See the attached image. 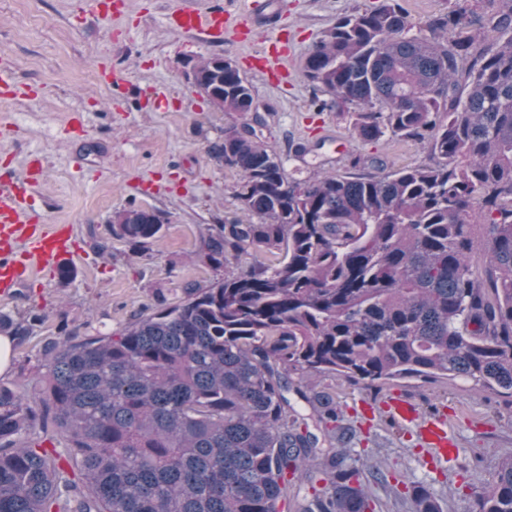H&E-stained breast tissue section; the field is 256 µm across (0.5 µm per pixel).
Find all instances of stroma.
Instances as JSON below:
<instances>
[{"mask_svg":"<svg viewBox=\"0 0 512 512\" xmlns=\"http://www.w3.org/2000/svg\"><path fill=\"white\" fill-rule=\"evenodd\" d=\"M187 1L207 6V0H112L116 10L106 16L97 0H0V76L15 88L0 90V173L38 163L35 205L44 223L70 225L76 240L68 283L46 274L0 294L1 311L47 316L0 373V383L26 395L42 389L41 341L60 318L82 335L106 336L133 322L155 295L176 304L187 284L204 287L217 278L196 258L202 231L243 215L237 172L209 153L225 128L261 117L265 141L297 179L351 171L358 156L373 158L366 171L376 176L426 160L413 142H364L347 115L317 111L323 93L302 75L306 55L337 16L377 0H288L280 37L291 45L293 66L280 81L252 62L271 37L214 42L169 30L168 15ZM216 55L233 60L252 85L256 113L216 111L193 87L192 65ZM28 86L36 97L24 96ZM130 206L166 219L141 254L109 231L113 212ZM314 388L331 393L355 429L350 456L379 462L385 473L379 512H409L404 493L413 482L436 493L442 512H471V483L512 453V397L471 382L409 380L374 394L327 374ZM395 395L444 415L473 472L437 463L414 430L389 426L383 404Z\"/></svg>","mask_w":512,"mask_h":512,"instance_id":"stroma-1","label":"stroma"}]
</instances>
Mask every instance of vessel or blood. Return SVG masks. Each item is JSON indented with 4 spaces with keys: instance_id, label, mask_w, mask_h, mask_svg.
<instances>
[{
    "instance_id": "b4317fda",
    "label": "vessel or blood",
    "mask_w": 512,
    "mask_h": 512,
    "mask_svg": "<svg viewBox=\"0 0 512 512\" xmlns=\"http://www.w3.org/2000/svg\"><path fill=\"white\" fill-rule=\"evenodd\" d=\"M283 7L284 0H244V34L257 36L279 31ZM167 25L175 32H196L214 41L235 30L232 16L221 0H215L206 10L186 8L176 12L168 17ZM290 64L291 52L285 48L258 60L262 71L280 77L288 75ZM36 183L31 172L23 178L13 174L0 177V290L5 292L23 283L31 271L57 272L71 256L67 234L42 224L29 204ZM388 407L399 422L416 427L423 444L436 458L456 456L457 440L443 416L422 417L417 406L398 399L390 401Z\"/></svg>"
}]
</instances>
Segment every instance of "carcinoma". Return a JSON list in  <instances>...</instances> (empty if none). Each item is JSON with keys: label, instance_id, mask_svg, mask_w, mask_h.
I'll return each instance as SVG.
<instances>
[{"label": "carcinoma", "instance_id": "obj_1", "mask_svg": "<svg viewBox=\"0 0 512 512\" xmlns=\"http://www.w3.org/2000/svg\"><path fill=\"white\" fill-rule=\"evenodd\" d=\"M404 0L336 19L303 76L349 110L366 142L412 140L431 162L383 177L297 180L248 124L213 157L240 175L245 218L206 228L198 257L224 277L158 295L109 336L62 320L41 347L45 392L0 383V512H374L368 461L347 462L309 429L296 389L331 438L353 428L307 382L329 373L379 391L410 378H460L512 396V0H473L416 25ZM195 87L222 112H248L232 60L205 58ZM483 218L490 270L473 263ZM164 218L129 207L112 236L143 251ZM47 320L0 312L24 345ZM473 512H512V455L474 491ZM410 512H441L428 488Z\"/></svg>", "mask_w": 512, "mask_h": 512}]
</instances>
